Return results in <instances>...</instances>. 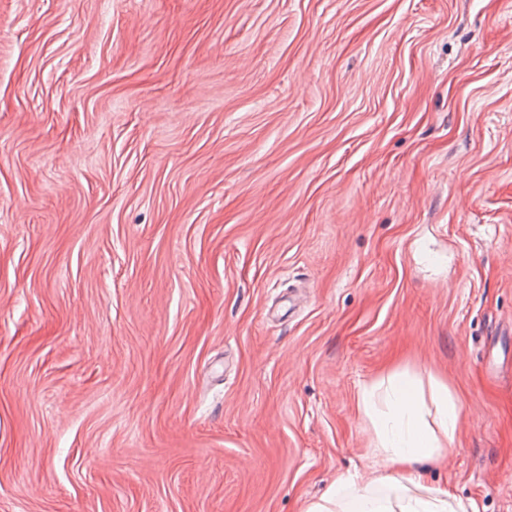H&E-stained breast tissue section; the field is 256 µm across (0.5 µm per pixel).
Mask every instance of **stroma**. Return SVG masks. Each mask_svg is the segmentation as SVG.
Instances as JSON below:
<instances>
[{"label": "stroma", "instance_id": "1", "mask_svg": "<svg viewBox=\"0 0 512 512\" xmlns=\"http://www.w3.org/2000/svg\"><path fill=\"white\" fill-rule=\"evenodd\" d=\"M395 375L512 512V0H0V512H301Z\"/></svg>", "mask_w": 512, "mask_h": 512}]
</instances>
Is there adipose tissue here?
<instances>
[{
    "instance_id": "obj_1",
    "label": "adipose tissue",
    "mask_w": 512,
    "mask_h": 512,
    "mask_svg": "<svg viewBox=\"0 0 512 512\" xmlns=\"http://www.w3.org/2000/svg\"><path fill=\"white\" fill-rule=\"evenodd\" d=\"M433 401L436 416L430 423L413 383L390 378L385 398L389 411L377 432L382 475L365 486L353 477H340L304 512H474L471 503L427 481L425 464L438 461L453 446L460 419L447 387H438Z\"/></svg>"
}]
</instances>
